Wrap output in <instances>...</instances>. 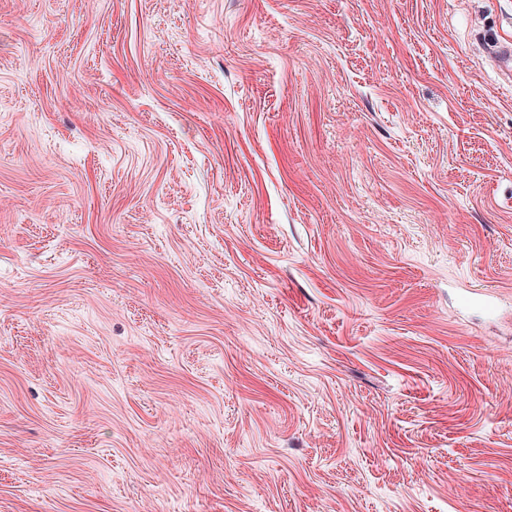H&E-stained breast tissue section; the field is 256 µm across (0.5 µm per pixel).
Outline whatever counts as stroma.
<instances>
[{
	"instance_id": "stroma-1",
	"label": "stroma",
	"mask_w": 512,
	"mask_h": 512,
	"mask_svg": "<svg viewBox=\"0 0 512 512\" xmlns=\"http://www.w3.org/2000/svg\"><path fill=\"white\" fill-rule=\"evenodd\" d=\"M512 0H0V512H512Z\"/></svg>"
}]
</instances>
